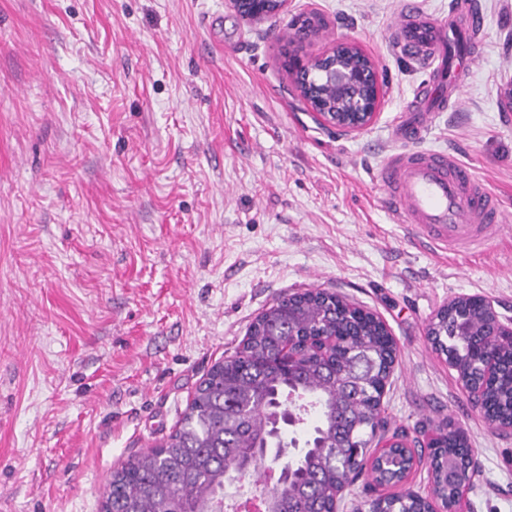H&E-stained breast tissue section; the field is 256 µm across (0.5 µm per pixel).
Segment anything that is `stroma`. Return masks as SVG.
I'll return each instance as SVG.
<instances>
[{
  "label": "stroma",
  "mask_w": 512,
  "mask_h": 512,
  "mask_svg": "<svg viewBox=\"0 0 512 512\" xmlns=\"http://www.w3.org/2000/svg\"><path fill=\"white\" fill-rule=\"evenodd\" d=\"M483 52L425 147L501 201L474 256L416 245L377 185L430 70L393 50L398 0H292L253 25L226 0H0V512H100L113 469L175 428L275 298L325 288L375 312L397 356L382 399L408 441L449 423L470 512H512V431L491 428L430 322L481 295L512 318V0H479ZM328 22L389 83L358 135L288 92L289 25Z\"/></svg>",
  "instance_id": "35a3bbf8"
}]
</instances>
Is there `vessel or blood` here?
Masks as SVG:
<instances>
[{
  "label": "vessel or blood",
  "instance_id": "obj_1",
  "mask_svg": "<svg viewBox=\"0 0 512 512\" xmlns=\"http://www.w3.org/2000/svg\"><path fill=\"white\" fill-rule=\"evenodd\" d=\"M459 21L441 23L418 0H400L393 36L396 50L433 67L430 89L447 102L461 87L459 76L479 56L485 16L476 0H461ZM428 132L427 114L402 121L395 136L404 147L382 163L377 181L395 223L434 250L480 252L501 230L500 203L471 169L438 149H412Z\"/></svg>",
  "mask_w": 512,
  "mask_h": 512
}]
</instances>
